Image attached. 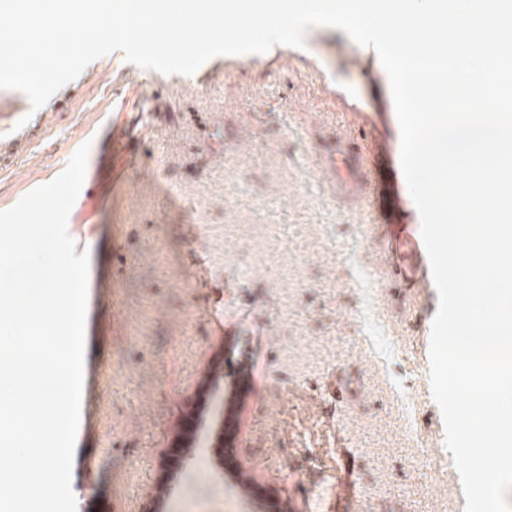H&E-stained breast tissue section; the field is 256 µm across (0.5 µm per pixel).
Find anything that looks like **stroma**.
I'll use <instances>...</instances> for the list:
<instances>
[{"instance_id": "1", "label": "stroma", "mask_w": 512, "mask_h": 512, "mask_svg": "<svg viewBox=\"0 0 512 512\" xmlns=\"http://www.w3.org/2000/svg\"><path fill=\"white\" fill-rule=\"evenodd\" d=\"M306 43L190 76L117 50L36 110L0 89V211L91 145L68 230L106 292L88 295L76 512H297L332 471L349 512H448L420 355L438 294L410 313L387 275L420 226L389 79L343 30ZM358 128L392 152L367 155L380 186L360 203L336 176V136Z\"/></svg>"}]
</instances>
